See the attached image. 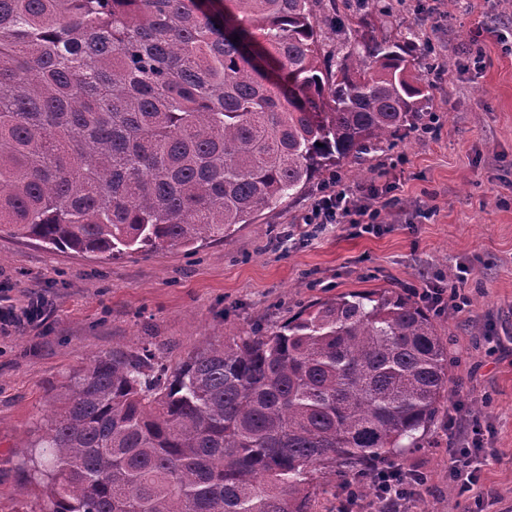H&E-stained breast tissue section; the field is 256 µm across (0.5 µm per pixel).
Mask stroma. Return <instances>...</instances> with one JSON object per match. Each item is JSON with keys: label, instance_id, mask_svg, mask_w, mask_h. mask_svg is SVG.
<instances>
[{"label": "stroma", "instance_id": "obj_1", "mask_svg": "<svg viewBox=\"0 0 512 512\" xmlns=\"http://www.w3.org/2000/svg\"><path fill=\"white\" fill-rule=\"evenodd\" d=\"M497 11L512 14V0H455L448 16L408 18L397 8L388 17L389 30L414 27L421 67L437 58L450 67L431 81L435 134L369 155L364 178L335 170L353 191H381L388 205L378 233L336 224L310 234L303 217L322 175L257 223L193 250L104 263L0 236V306L46 302L39 321L0 331V512H39L28 443L50 409L51 384L93 356L143 343L180 355L228 331L272 330L341 293L426 286L464 288L471 303L433 315L464 407L455 436L440 412L418 447L398 457L431 476L417 512H512V53L482 30ZM475 39L482 65L459 69L458 51ZM452 438L477 452V492L451 489ZM489 490L494 502L477 500Z\"/></svg>", "mask_w": 512, "mask_h": 512}]
</instances>
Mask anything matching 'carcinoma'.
<instances>
[{"label":"carcinoma","mask_w":512,"mask_h":512,"mask_svg":"<svg viewBox=\"0 0 512 512\" xmlns=\"http://www.w3.org/2000/svg\"><path fill=\"white\" fill-rule=\"evenodd\" d=\"M320 4L0 0V233L105 261L194 249L416 129L414 32ZM450 384L435 322L396 288L177 357L97 355L33 432L41 512H313L326 471L416 447Z\"/></svg>","instance_id":"1"}]
</instances>
